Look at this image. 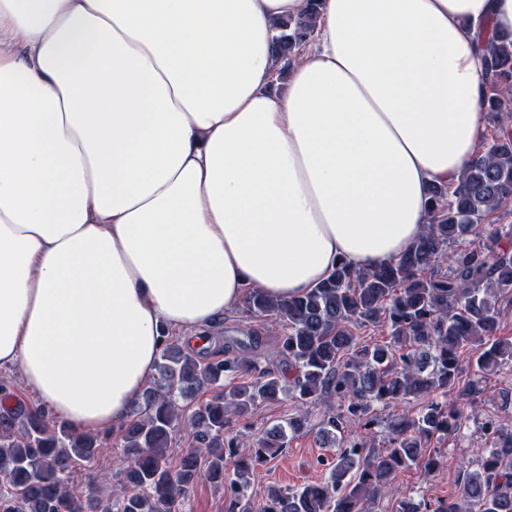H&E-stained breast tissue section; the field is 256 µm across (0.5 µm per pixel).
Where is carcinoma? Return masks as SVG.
Segmentation results:
<instances>
[{
  "mask_svg": "<svg viewBox=\"0 0 512 512\" xmlns=\"http://www.w3.org/2000/svg\"><path fill=\"white\" fill-rule=\"evenodd\" d=\"M317 0L296 18L275 23L272 67L278 80L296 60L294 49L317 28ZM482 59L488 95L483 111L500 120L512 112V39L484 33ZM431 223L398 259L355 270L346 262L309 292L272 299L250 292L258 317L275 315L284 332L278 356L292 378L277 367L252 374L250 360L233 353L197 357L167 342L157 361L158 377L142 394L123 429L126 472L122 512H178L200 475L229 482L224 512H251V476L257 464L287 446L307 423L300 412L266 430L251 444L233 434V418L261 403L288 396L300 407L331 399L318 434L334 448L321 461L325 476L294 489L271 486L260 512H373L395 475L412 466H440L427 447L436 435L461 425V408L448 403L471 353L467 394L505 367L512 368V336H501L500 301L512 299V224H496L489 243L447 254L497 209L512 203V141L498 140L477 151L454 191L431 190ZM449 257L448 271L440 262ZM387 326V341L362 345L360 327ZM208 387L222 392L190 407ZM428 398L418 412L405 409L387 424L389 448L375 451L370 438L373 406ZM191 427L192 447L172 465L167 454L174 432ZM486 447L471 462L459 494L431 512H512V432L485 424ZM98 435L75 432L37 407H0V512H112V497L83 504L69 488L80 462L94 458ZM233 478H227V465Z\"/></svg>",
  "mask_w": 512,
  "mask_h": 512,
  "instance_id": "obj_1",
  "label": "carcinoma"
}]
</instances>
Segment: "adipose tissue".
<instances>
[{
  "label": "adipose tissue",
  "mask_w": 512,
  "mask_h": 512,
  "mask_svg": "<svg viewBox=\"0 0 512 512\" xmlns=\"http://www.w3.org/2000/svg\"><path fill=\"white\" fill-rule=\"evenodd\" d=\"M0 0V369L78 432L122 428L174 332L244 289L399 258L485 131L512 0ZM308 9L296 18H283L275 23L274 50L272 67L278 74V80L287 77L292 64L296 60L294 49L310 41L317 28L319 16L317 0H309Z\"/></svg>",
  "instance_id": "adipose-tissue-1"
}]
</instances>
